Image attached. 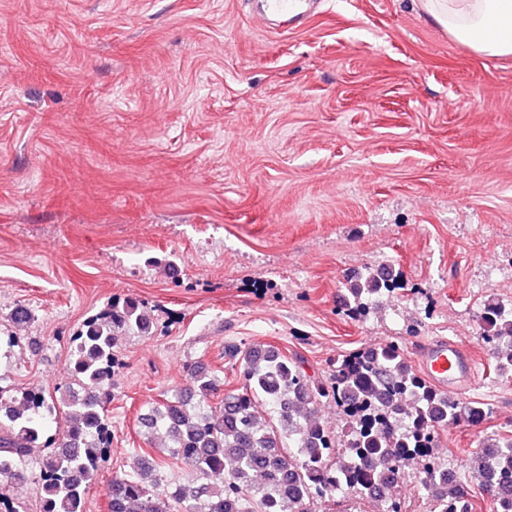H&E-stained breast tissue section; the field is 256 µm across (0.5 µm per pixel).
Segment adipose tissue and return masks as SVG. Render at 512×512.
I'll return each mask as SVG.
<instances>
[{
  "label": "adipose tissue",
  "mask_w": 512,
  "mask_h": 512,
  "mask_svg": "<svg viewBox=\"0 0 512 512\" xmlns=\"http://www.w3.org/2000/svg\"><path fill=\"white\" fill-rule=\"evenodd\" d=\"M422 8L475 51L512 55V0H422Z\"/></svg>",
  "instance_id": "adipose-tissue-1"
}]
</instances>
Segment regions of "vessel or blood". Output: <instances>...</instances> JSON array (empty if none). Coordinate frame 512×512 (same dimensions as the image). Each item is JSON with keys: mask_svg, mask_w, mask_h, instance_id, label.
I'll use <instances>...</instances> for the list:
<instances>
[{"mask_svg": "<svg viewBox=\"0 0 512 512\" xmlns=\"http://www.w3.org/2000/svg\"><path fill=\"white\" fill-rule=\"evenodd\" d=\"M303 7V0H265L259 19L264 22L271 17L297 15ZM416 362L424 376L452 400L477 377L478 361L472 351L451 339L424 343Z\"/></svg>", "mask_w": 512, "mask_h": 512, "instance_id": "b4317fda", "label": "vessel or blood"}]
</instances>
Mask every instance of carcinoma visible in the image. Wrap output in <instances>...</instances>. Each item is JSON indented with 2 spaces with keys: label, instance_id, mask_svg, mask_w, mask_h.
Returning a JSON list of instances; mask_svg holds the SVG:
<instances>
[{
  "label": "carcinoma",
  "instance_id": "carcinoma-1",
  "mask_svg": "<svg viewBox=\"0 0 512 512\" xmlns=\"http://www.w3.org/2000/svg\"><path fill=\"white\" fill-rule=\"evenodd\" d=\"M397 276H355L346 280L345 306L355 317L371 312L369 298L390 294ZM483 339L500 375H512V303L496 299L480 311ZM153 316L132 301L114 302L88 318L69 337V368L75 388L57 399L41 390L0 389V507L20 512L10 488L26 479V457L41 438L38 421L63 418L49 451L39 462L41 512H84L105 448L111 442L107 407L112 380L122 368L118 357L126 333L151 334ZM239 356L242 384L224 391L200 362L186 365L192 396L176 393L150 403L144 427L150 441L181 461L191 478L160 488L154 466L138 457L131 470L112 479L109 512H312L321 500L342 492L360 494L372 476L405 459L417 462L438 512H471L458 484H445L448 466L435 449L441 432L481 411L462 407L417 373L397 345L352 352L336 359L324 374H309L305 361L280 347L259 344ZM333 402L344 422L334 431L317 416ZM343 456H337L340 442ZM474 457V472L492 502L505 503L498 490L512 493V434L485 442ZM383 512H403L402 501L377 483Z\"/></svg>",
  "mask_w": 512,
  "mask_h": 512
}]
</instances>
